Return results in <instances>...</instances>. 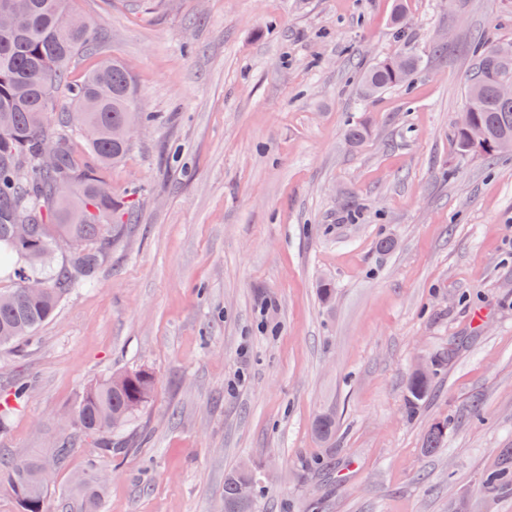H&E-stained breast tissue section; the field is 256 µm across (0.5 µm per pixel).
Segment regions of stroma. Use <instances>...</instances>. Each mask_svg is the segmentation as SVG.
<instances>
[{"label":"stroma","instance_id":"stroma-1","mask_svg":"<svg viewBox=\"0 0 512 512\" xmlns=\"http://www.w3.org/2000/svg\"><path fill=\"white\" fill-rule=\"evenodd\" d=\"M407 3L400 40L395 0H70L97 41L70 79L117 57L156 122L115 167L75 147L135 222L94 287L0 346V394L31 390L0 451L51 456L110 373L146 368L157 387L126 454L85 440L57 468L48 512L79 507L72 478L97 467L103 512H224L245 462L256 512H512L481 487L512 450V157L460 155L454 137L469 45L512 42V0ZM403 50L423 62L410 88L364 97L360 71Z\"/></svg>","mask_w":512,"mask_h":512}]
</instances>
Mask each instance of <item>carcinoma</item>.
Listing matches in <instances>:
<instances>
[{
    "mask_svg": "<svg viewBox=\"0 0 512 512\" xmlns=\"http://www.w3.org/2000/svg\"><path fill=\"white\" fill-rule=\"evenodd\" d=\"M17 7L15 29L0 28V264L10 267L17 286L0 290V346L27 339L47 322L75 289L96 281L112 236L124 227L127 213L94 172L77 160L73 143L80 141L102 165L116 166L130 146L113 139L112 129L123 125L145 127L151 116L134 109L135 88L127 66L112 57L101 60L82 81L68 89L71 108L58 107V93L67 83L73 59L93 49V28L75 16L69 0H0ZM500 45L473 46L477 66L465 94L471 125L456 127L458 151L480 150L495 160L505 155L500 144H512V99L498 94V82L512 80V58L499 54ZM421 66L418 56L401 52L365 70L362 92L374 96L393 87L409 86ZM482 129L483 145L471 140V128ZM56 145L45 161L40 146ZM67 240L73 253L57 257L56 241ZM155 376L148 369L120 372L90 384L72 414V428L57 442L52 456L0 459V476L15 500L36 487L40 467H58L68 458L76 438H88L103 456L122 453L112 448V437L153 400ZM429 379L411 377L409 394L416 405L427 393ZM29 387L19 384L0 396V432L12 409L28 401ZM449 423H433L425 434L432 450L448 437ZM317 438L326 443L336 435V420L320 417ZM256 472L232 469L224 476L226 512H253ZM483 488L490 494L512 490V456L505 454L488 468ZM88 494L84 512H101L104 489L90 476L80 482Z\"/></svg>",
    "mask_w": 512,
    "mask_h": 512,
    "instance_id": "carcinoma-1",
    "label": "carcinoma"
}]
</instances>
